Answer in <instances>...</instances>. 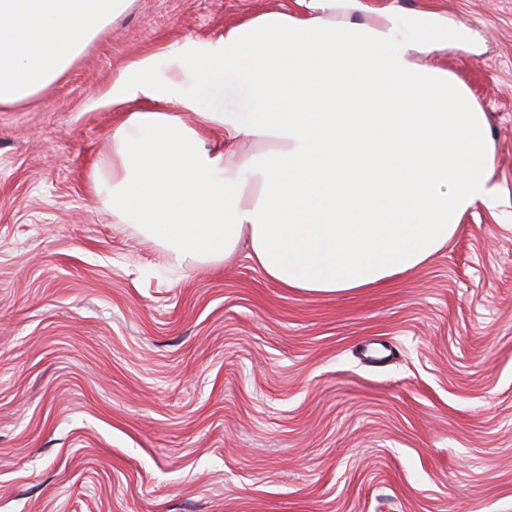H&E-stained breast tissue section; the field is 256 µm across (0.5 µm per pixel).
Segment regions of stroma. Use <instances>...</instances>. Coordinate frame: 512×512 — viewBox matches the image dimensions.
<instances>
[{"instance_id":"obj_1","label":"stroma","mask_w":512,"mask_h":512,"mask_svg":"<svg viewBox=\"0 0 512 512\" xmlns=\"http://www.w3.org/2000/svg\"><path fill=\"white\" fill-rule=\"evenodd\" d=\"M392 2L409 38L447 16L431 64L487 115L500 203L375 288H286L244 246L173 267L91 189L158 107L112 106L118 72L295 0H130L0 105V512H512V0H367ZM185 92L254 106L237 76Z\"/></svg>"}]
</instances>
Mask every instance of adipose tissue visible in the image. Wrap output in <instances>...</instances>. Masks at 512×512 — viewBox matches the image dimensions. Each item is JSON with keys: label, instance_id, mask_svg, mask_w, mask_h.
Listing matches in <instances>:
<instances>
[{"label": "adipose tissue", "instance_id": "adipose-tissue-1", "mask_svg": "<svg viewBox=\"0 0 512 512\" xmlns=\"http://www.w3.org/2000/svg\"><path fill=\"white\" fill-rule=\"evenodd\" d=\"M182 44L167 75L146 56L112 81L113 102L172 97L213 74L245 76L249 112H196L223 127L201 149L171 112L128 113L91 187L116 224H134L177 264L221 267L241 240L286 288H371L422 264L462 217L495 209V144L485 112L447 71L416 56L448 49L398 29L397 9L357 22L363 0H298ZM128 0H0V104L61 77ZM262 143L246 153L239 142Z\"/></svg>", "mask_w": 512, "mask_h": 512}]
</instances>
